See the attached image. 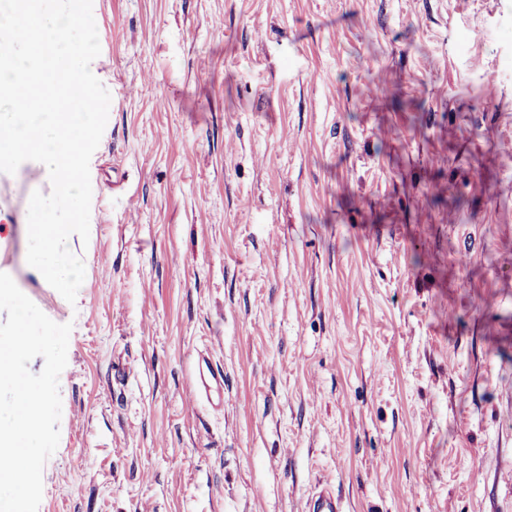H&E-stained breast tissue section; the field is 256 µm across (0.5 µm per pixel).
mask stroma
<instances>
[{"label": "stroma", "instance_id": "obj_1", "mask_svg": "<svg viewBox=\"0 0 512 512\" xmlns=\"http://www.w3.org/2000/svg\"><path fill=\"white\" fill-rule=\"evenodd\" d=\"M94 3L74 310L0 177V272L73 325L38 512H512V0ZM194 364V394L204 398L213 410L224 406V371L214 366L203 352H197ZM305 512H341V503L328 487L318 490L306 500Z\"/></svg>", "mask_w": 512, "mask_h": 512}]
</instances>
